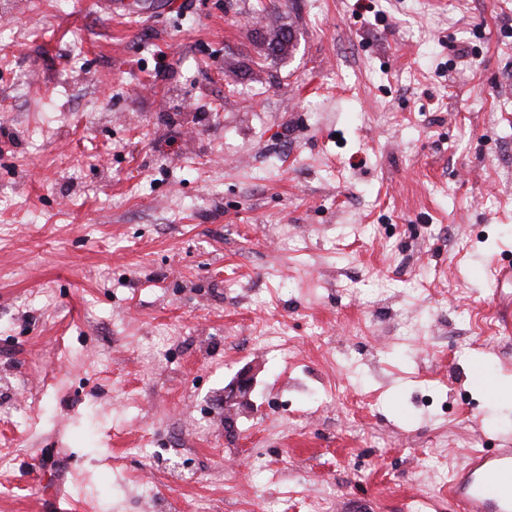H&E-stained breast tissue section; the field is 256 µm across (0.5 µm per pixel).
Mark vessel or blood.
I'll use <instances>...</instances> for the list:
<instances>
[{
  "mask_svg": "<svg viewBox=\"0 0 512 512\" xmlns=\"http://www.w3.org/2000/svg\"><path fill=\"white\" fill-rule=\"evenodd\" d=\"M449 492L460 512H512V448L473 456Z\"/></svg>",
  "mask_w": 512,
  "mask_h": 512,
  "instance_id": "vessel-or-blood-1",
  "label": "vessel or blood"
}]
</instances>
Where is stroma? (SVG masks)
I'll return each instance as SVG.
<instances>
[{
  "label": "stroma",
  "mask_w": 512,
  "mask_h": 512,
  "mask_svg": "<svg viewBox=\"0 0 512 512\" xmlns=\"http://www.w3.org/2000/svg\"><path fill=\"white\" fill-rule=\"evenodd\" d=\"M130 2L0 0V512H456L512 443V0Z\"/></svg>",
  "instance_id": "stroma-1"
}]
</instances>
